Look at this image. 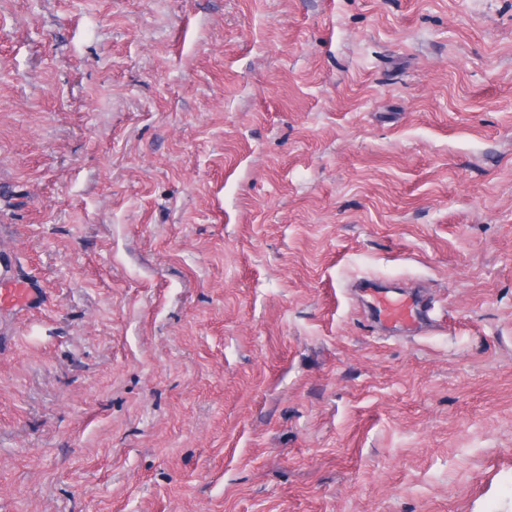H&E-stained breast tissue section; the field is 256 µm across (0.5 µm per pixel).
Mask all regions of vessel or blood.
<instances>
[{"mask_svg":"<svg viewBox=\"0 0 512 512\" xmlns=\"http://www.w3.org/2000/svg\"><path fill=\"white\" fill-rule=\"evenodd\" d=\"M369 313L375 322L422 330L432 326L431 308L417 295L392 294L382 288L366 287ZM37 297L25 288L14 270L12 257L0 252V310L35 305Z\"/></svg>","mask_w":512,"mask_h":512,"instance_id":"vessel-or-blood-1","label":"vessel or blood"}]
</instances>
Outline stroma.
Here are the masks:
<instances>
[{"instance_id": "obj_1", "label": "stroma", "mask_w": 512, "mask_h": 512, "mask_svg": "<svg viewBox=\"0 0 512 512\" xmlns=\"http://www.w3.org/2000/svg\"><path fill=\"white\" fill-rule=\"evenodd\" d=\"M1 250L0 512H512V0H0ZM36 303L37 296L17 279L12 257L0 252V310L29 308ZM369 296V313L377 323L427 330L440 319L432 316V309L418 295H393L383 288L364 286Z\"/></svg>"}]
</instances>
